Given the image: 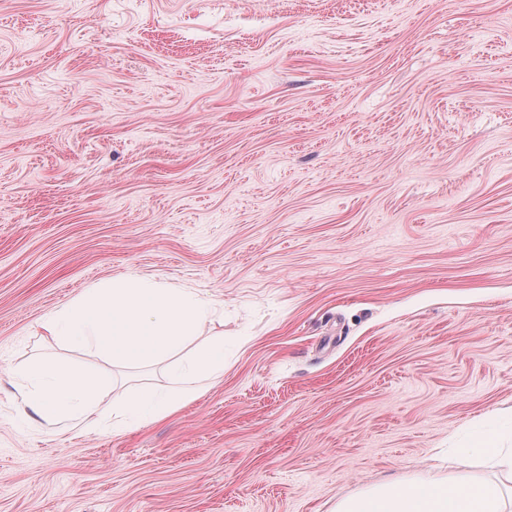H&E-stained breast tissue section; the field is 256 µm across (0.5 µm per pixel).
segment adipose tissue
I'll return each instance as SVG.
<instances>
[{
	"mask_svg": "<svg viewBox=\"0 0 512 512\" xmlns=\"http://www.w3.org/2000/svg\"><path fill=\"white\" fill-rule=\"evenodd\" d=\"M210 300L146 278L121 276L47 315L46 339L96 349L129 367H161L170 385L130 390L112 403V422L158 421L198 398L224 375V339L203 336L213 316ZM24 394L41 423L80 418L97 427L99 376L46 356L30 365ZM469 457L448 460V475L410 483L390 481L338 503L336 512H512L501 486L465 475Z\"/></svg>",
	"mask_w": 512,
	"mask_h": 512,
	"instance_id": "ef3b65f1",
	"label": "adipose tissue"
}]
</instances>
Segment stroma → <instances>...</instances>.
I'll use <instances>...</instances> for the list:
<instances>
[{"mask_svg": "<svg viewBox=\"0 0 512 512\" xmlns=\"http://www.w3.org/2000/svg\"><path fill=\"white\" fill-rule=\"evenodd\" d=\"M120 275L221 304L175 415L43 426ZM512 408V0H0V512H334Z\"/></svg>", "mask_w": 512, "mask_h": 512, "instance_id": "stroma-1", "label": "stroma"}]
</instances>
